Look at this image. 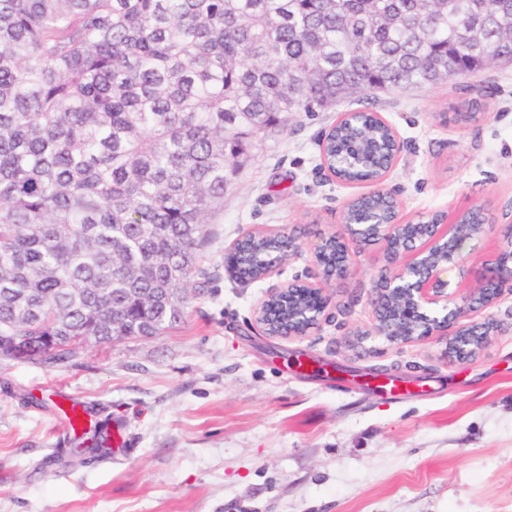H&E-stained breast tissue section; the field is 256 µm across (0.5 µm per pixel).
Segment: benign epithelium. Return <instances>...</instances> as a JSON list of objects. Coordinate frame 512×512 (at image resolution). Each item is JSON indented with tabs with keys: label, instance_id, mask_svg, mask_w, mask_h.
Instances as JSON below:
<instances>
[{
	"label": "benign epithelium",
	"instance_id": "7a95c632",
	"mask_svg": "<svg viewBox=\"0 0 512 512\" xmlns=\"http://www.w3.org/2000/svg\"><path fill=\"white\" fill-rule=\"evenodd\" d=\"M477 211L472 207L458 212L455 221L444 211L430 215L428 220L392 219L366 224H343L331 234L336 239L335 268L331 278L344 282L349 277L348 242H376L386 255L388 266L398 270L393 276L377 280L371 299L373 327L355 333L356 341L364 343L384 330L390 344H408L433 339L443 345V355L450 362L467 363L476 356L460 355L454 345L462 338H476L487 327L499 331L493 319L470 321V314L493 306L504 294H512V225L498 231L499 247L488 263L478 287L463 293L449 277L456 270L463 276L466 268L465 250L475 237L460 236L462 218ZM296 284L304 285V300L314 310L312 323L318 325L330 306L324 290L296 278L272 288L256 308L262 320L270 298L290 291Z\"/></svg>",
	"mask_w": 512,
	"mask_h": 512
}]
</instances>
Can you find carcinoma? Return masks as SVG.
<instances>
[{
    "instance_id": "1",
    "label": "carcinoma",
    "mask_w": 512,
    "mask_h": 512,
    "mask_svg": "<svg viewBox=\"0 0 512 512\" xmlns=\"http://www.w3.org/2000/svg\"><path fill=\"white\" fill-rule=\"evenodd\" d=\"M512 59V0H0V356L161 336L195 296L247 147L341 99ZM390 132L336 127L326 160L376 173ZM288 240L247 234L256 279ZM300 300L274 302L287 330Z\"/></svg>"
}]
</instances>
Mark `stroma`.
<instances>
[{
  "instance_id": "35a3bbf8",
  "label": "stroma",
  "mask_w": 512,
  "mask_h": 512,
  "mask_svg": "<svg viewBox=\"0 0 512 512\" xmlns=\"http://www.w3.org/2000/svg\"><path fill=\"white\" fill-rule=\"evenodd\" d=\"M472 100L478 117L460 120ZM363 107L404 143L385 181L404 218L478 206L512 222V64L295 114L231 174L179 326L52 368L0 357V512H512V295L490 310L498 335L458 364L433 340L348 347L371 324L379 246H353L347 283L324 286L327 319L300 338L255 322L273 280L224 268L246 232L340 228L370 187L329 180L320 140ZM376 368L407 387L379 393L362 380ZM66 397L87 404L104 456L61 463L81 443Z\"/></svg>"
}]
</instances>
